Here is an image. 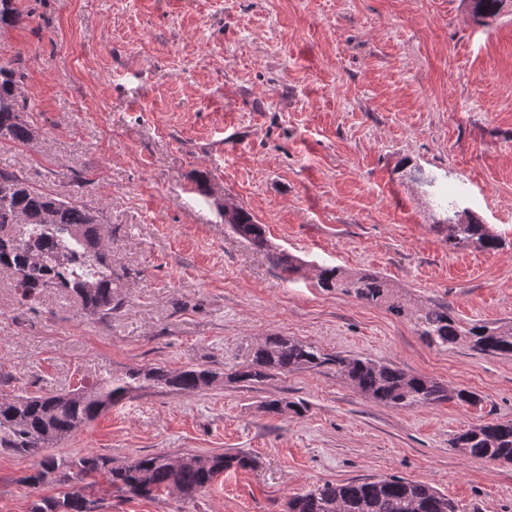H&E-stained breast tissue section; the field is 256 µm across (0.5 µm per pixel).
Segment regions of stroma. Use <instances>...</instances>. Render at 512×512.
<instances>
[{"label": "stroma", "mask_w": 512, "mask_h": 512, "mask_svg": "<svg viewBox=\"0 0 512 512\" xmlns=\"http://www.w3.org/2000/svg\"><path fill=\"white\" fill-rule=\"evenodd\" d=\"M0 56L23 65L38 131L0 143V169L79 195L136 270L100 318L49 292L23 304L0 275V395H54L131 368L222 375L201 392L146 386L49 447L129 466L150 454L242 452L255 465L207 493L129 498L99 480L96 512H286L326 481L399 476L459 512H512V463L464 456L463 431L512 420V357L429 348L387 307L314 285L335 265L464 322L512 321V5L469 0H16ZM440 175L504 239L450 249L413 181ZM250 212L306 261L284 280L224 222ZM290 336L477 393L467 407L399 409L334 369L230 381L257 342ZM271 400L303 402L273 414ZM37 453L0 448V512L56 494Z\"/></svg>", "instance_id": "35a3bbf8"}]
</instances>
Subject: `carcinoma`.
Segmentation results:
<instances>
[{"label":"carcinoma","instance_id":"1","mask_svg":"<svg viewBox=\"0 0 512 512\" xmlns=\"http://www.w3.org/2000/svg\"><path fill=\"white\" fill-rule=\"evenodd\" d=\"M506 0H471L474 15L496 16ZM22 13L16 0H0V33L16 26ZM24 73L15 62L0 60V142L29 145L36 128L29 120L21 93ZM232 230L249 245L267 247L263 225L239 207L227 219ZM451 247L474 246L495 251L502 238L469 213L448 221ZM112 228L101 222L99 209L86 202L47 193L33 187L22 175L0 170V271L11 276L24 300H34L48 289L67 292L93 314L108 316L121 305L118 288L130 272L113 268ZM271 265L291 279L302 265L285 251L268 254ZM317 286L336 289L369 305H388L411 322L414 331L438 351L462 346L479 354L512 356V323L460 322L447 305L408 308L392 293L382 277L360 272L346 274L335 266L317 269ZM336 367L366 398L400 409L436 405L450 400L476 406L480 397L467 389H450L426 376L409 373L391 363L369 357L329 352L294 337L270 336L253 351L251 360L231 375L237 382L260 385L301 369ZM220 379V373L201 366L180 371L162 367L133 368L121 376L100 378L89 389L53 396L0 397V447L17 452H36L75 432L102 412L122 402L145 383L173 392H200ZM453 447L462 454L491 461L512 462V421L476 425L459 434ZM254 460L242 453L191 455L178 468L161 454L146 455L134 466H112L99 455L73 460L46 456L29 477L37 487L57 483L52 498L35 503L33 512H91L87 491L102 475L116 491L133 493L138 486L147 494L178 492L193 497L210 489L214 478L231 469L246 470ZM296 512H456L455 504L433 487L402 477L325 482L308 488L288 502Z\"/></svg>","mask_w":512,"mask_h":512}]
</instances>
